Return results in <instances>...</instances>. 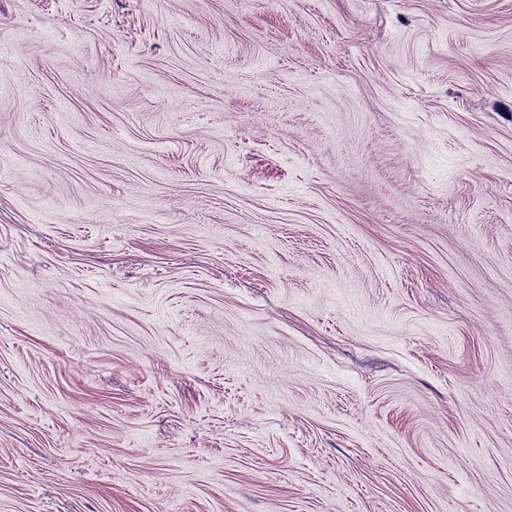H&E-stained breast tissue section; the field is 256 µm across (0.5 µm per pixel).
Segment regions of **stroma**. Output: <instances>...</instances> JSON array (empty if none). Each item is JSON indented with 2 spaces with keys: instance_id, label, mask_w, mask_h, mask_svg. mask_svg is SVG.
I'll return each mask as SVG.
<instances>
[{
  "instance_id": "1",
  "label": "stroma",
  "mask_w": 512,
  "mask_h": 512,
  "mask_svg": "<svg viewBox=\"0 0 512 512\" xmlns=\"http://www.w3.org/2000/svg\"><path fill=\"white\" fill-rule=\"evenodd\" d=\"M0 512H512V0H0Z\"/></svg>"
}]
</instances>
